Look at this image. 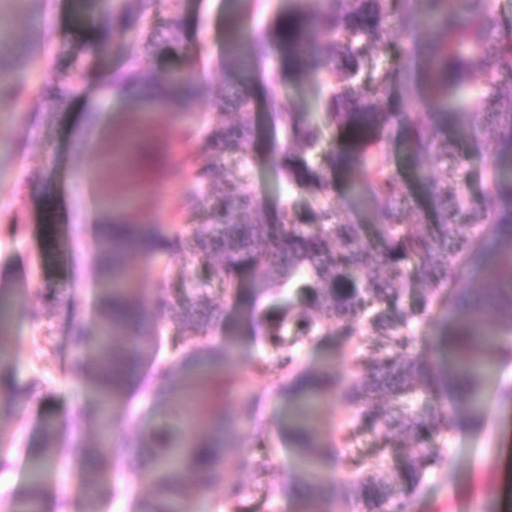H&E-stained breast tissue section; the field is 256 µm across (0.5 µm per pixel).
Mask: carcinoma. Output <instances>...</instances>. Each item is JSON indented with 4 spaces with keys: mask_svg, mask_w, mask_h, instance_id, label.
I'll use <instances>...</instances> for the list:
<instances>
[{
    "mask_svg": "<svg viewBox=\"0 0 512 512\" xmlns=\"http://www.w3.org/2000/svg\"><path fill=\"white\" fill-rule=\"evenodd\" d=\"M288 23L273 32L246 36L248 58L263 59L277 51L291 65L303 63L317 73L328 90L325 115L349 144L358 167L355 193L375 204L376 241L366 236V225L342 218L336 200L325 199L312 224H300L282 210L271 220L241 187L248 168L244 145L254 134L251 99L236 84H224L211 105L233 117L208 136L209 159L188 174L189 199L205 206L207 221L186 231L172 226L166 232L152 224L112 225L104 231L99 259L101 288L96 304L97 332L72 329L70 347L75 359V380L94 399L83 416L98 442L73 463L76 489L84 512H102L105 492L112 483L113 464L146 473L153 495L138 504L137 512H185L192 497L205 496L216 484L224 486V500L237 502L248 493L224 475V433L229 418L223 397L243 384L236 378L216 380L233 358V342L201 350L187 345L175 332L168 344L176 353L173 363L159 366L155 376L159 394L174 400L169 412L140 435L135 448L112 447V420L122 407L129 380L154 358L159 320L146 309L141 289L127 287L136 278L127 266L133 252H175L203 265L224 283L225 294H237L239 275L246 266L257 269L264 291L276 298L287 284L298 283L301 304L262 320L254 312L250 322L263 321L279 349L294 347L309 336L344 324L346 334L359 336L354 376L346 387L353 408L349 424L338 430L340 444L350 447L359 430L370 429L383 439L380 452L412 434L422 448L393 475L380 474L361 456L344 459L356 474L353 488L362 512H389L388 505H407L433 467L448 465V453L437 440L460 426H483V396L488 369L504 353L512 337V179L500 171L512 164L499 145L512 141V16L495 0H287ZM428 22L433 36L421 42L417 30ZM399 29L410 43L387 45L394 66L405 77L419 73L442 116L476 140L491 146L493 177L485 194L471 195L464 186L465 161L455 143L448 141L432 112L400 114L385 108L391 93L392 73L373 71L360 80L373 46L382 41L386 27ZM129 74L146 92L158 81L137 70L141 51L159 41L177 38L173 21L134 33L126 27ZM55 81L54 97L62 104L76 99L84 84L79 63L69 62ZM272 106L286 130L288 182L319 191L324 174L314 169L308 155L322 144L323 128L302 114L288 111L280 92H270ZM410 130L415 166L422 171L431 202L433 223L410 224L403 219L406 198L397 187L380 144L392 133ZM494 251L498 264L490 287L448 288V272L462 265H479ZM424 275L431 293L422 313L433 304L453 298L460 313L455 328L432 338L431 347L452 360V370L432 368L412 353L414 338L401 302L411 270ZM182 286L167 300V318L198 333L215 329L224 310L211 304L203 283L182 274ZM484 311L496 315L494 331L476 327ZM293 355L275 366L260 365L253 376L278 380L292 367ZM311 392L299 399V420L289 437L302 453L305 478L288 491L308 498V483L316 469L332 455L320 448L309 425L316 399L335 388L324 373L308 384ZM426 401L415 411L411 400ZM252 448L239 460L265 496L283 490L276 481L263 431L253 432ZM26 487L10 504V512H44L47 478L57 465L54 427L43 430V446L30 458Z\"/></svg>",
    "mask_w": 512,
    "mask_h": 512,
    "instance_id": "1",
    "label": "carcinoma"
}]
</instances>
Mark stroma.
<instances>
[{
    "instance_id": "1",
    "label": "stroma",
    "mask_w": 512,
    "mask_h": 512,
    "mask_svg": "<svg viewBox=\"0 0 512 512\" xmlns=\"http://www.w3.org/2000/svg\"><path fill=\"white\" fill-rule=\"evenodd\" d=\"M287 8L282 0H183L177 23L180 39L141 56L138 66L161 79L202 74L204 83L187 101L176 103L147 96L137 101L116 102L104 86L113 73L126 69L128 58L122 37L109 42L107 54L86 56L82 68L87 93L98 113H111V130H97L77 117L73 106L58 107L45 88L57 77L54 58L86 45L87 23L78 21L69 0H27L25 5H9L0 12V47L13 50L11 77L20 92L0 95V288L22 294L24 301L14 311L10 334L0 338V348L9 358L0 362V384H16L25 390L22 401L0 407V436L24 441L36 448L42 427L58 425V443L68 457H77L81 448L93 441L90 430L76 431L74 422L88 407V396L77 389L72 372L73 359L68 338L74 325L95 329L94 272L90 261L102 248L95 227L82 226L71 234L72 224L86 208L85 199L75 192V175L96 176L95 191L111 185L113 201L123 202L122 218L130 224H154L159 230L170 225L189 227L205 219L201 207L184 203L183 167L202 165L206 160L205 137L223 117L210 105L213 91L223 89L225 80L237 78V64L227 58L226 39L233 18L249 13L256 30L278 26ZM245 89L254 103V136L246 148L249 179L245 185L269 217L290 209L300 223H308L323 197L336 199L346 217L354 223L373 225L374 205L359 200L353 192L358 178L355 168L335 171L325 166L326 155L340 153L345 144L335 129L325 132L324 146L309 156L312 166L323 168L328 188L319 194L288 184L285 141L275 113L267 107L270 82H278L288 95L292 111L322 121L327 91L311 69L284 65L279 55H271L245 78ZM448 136L467 158L464 178L473 195L487 186V167L492 160L489 147L466 139L458 126L448 128ZM389 167L399 186L417 212L428 214L430 203L419 183L409 141L400 136L387 144ZM179 257L170 253L134 254L130 263L139 271L138 287L150 309L161 308L174 291L179 274ZM263 284L253 273L242 277L236 297L224 294L219 281L209 291L224 307V326L209 335H197L200 346L234 338L235 356L225 367V377L246 375L259 361L277 360L261 328L243 319L248 309L261 310L270 302ZM429 284L413 276L402 303L404 313L413 314L411 333L414 350L433 365L440 358L432 353L429 340L451 326L457 315L452 305L432 309L425 317H415ZM62 292V303L52 302L53 292ZM55 349H44L45 340ZM297 369L307 374L324 371L347 384L352 373L355 342L335 332L316 336L297 346ZM498 378L484 394L486 419L478 430L454 431L445 439L447 466L429 470L413 497L409 512H469L471 504L485 502L497 507L502 499L507 449H512V405L502 404L499 393L512 387V359L500 362ZM153 377L148 368L138 373V386L130 392L131 404L116 416L112 445H134L137 437L168 403L164 398L148 401L143 389ZM291 381L283 375L281 391L267 390L253 383L247 391L232 395L225 407L233 422L224 435L227 448L226 473L239 482H249L248 473L237 467L236 459L251 446V429L263 427L278 476L299 482L295 470L296 450L285 424L292 403L284 388ZM352 409L342 393L323 397L313 423L316 439L324 447L336 441L339 426L349 420ZM377 434L365 430L353 439L355 454L377 460L382 472L400 467L414 451L412 442L396 445L379 456ZM315 482L324 512H359L351 481L337 459H330L316 473Z\"/></svg>"
}]
</instances>
